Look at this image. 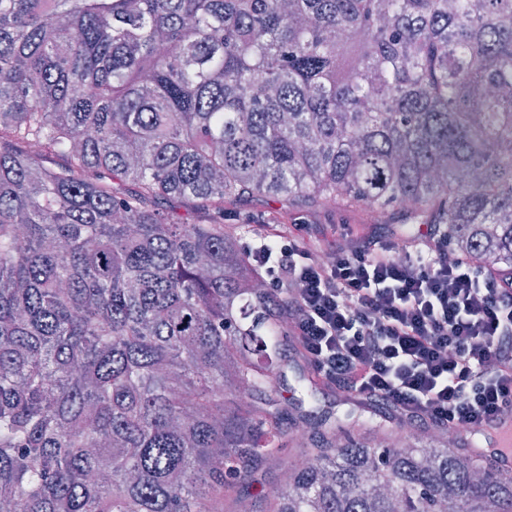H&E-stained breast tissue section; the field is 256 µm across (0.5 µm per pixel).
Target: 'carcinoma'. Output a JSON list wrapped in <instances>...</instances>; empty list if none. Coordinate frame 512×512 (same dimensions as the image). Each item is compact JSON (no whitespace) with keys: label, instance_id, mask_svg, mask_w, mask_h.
I'll return each mask as SVG.
<instances>
[{"label":"carcinoma","instance_id":"1","mask_svg":"<svg viewBox=\"0 0 512 512\" xmlns=\"http://www.w3.org/2000/svg\"><path fill=\"white\" fill-rule=\"evenodd\" d=\"M255 199L512 274V0H0V512H512L467 448L288 430Z\"/></svg>","mask_w":512,"mask_h":512}]
</instances>
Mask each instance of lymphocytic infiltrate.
I'll list each match as a JSON object with an SVG mask.
<instances>
[{
  "mask_svg": "<svg viewBox=\"0 0 512 512\" xmlns=\"http://www.w3.org/2000/svg\"><path fill=\"white\" fill-rule=\"evenodd\" d=\"M244 253L324 393L400 427L477 434L512 410V277L433 225L256 224Z\"/></svg>",
  "mask_w": 512,
  "mask_h": 512,
  "instance_id": "lymphocytic-infiltrate-1",
  "label": "lymphocytic infiltrate"
}]
</instances>
